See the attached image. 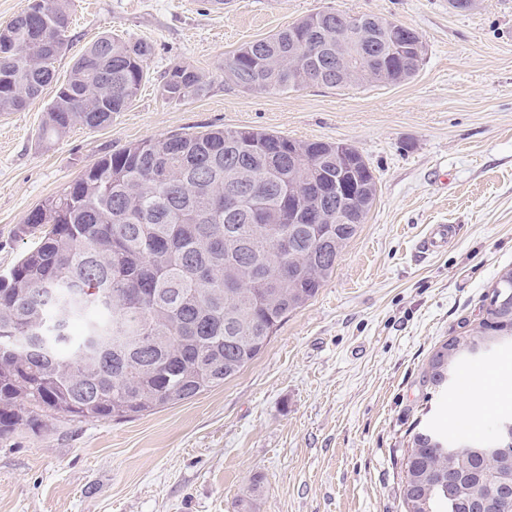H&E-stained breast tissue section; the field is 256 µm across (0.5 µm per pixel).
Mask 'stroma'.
<instances>
[{"mask_svg":"<svg viewBox=\"0 0 512 512\" xmlns=\"http://www.w3.org/2000/svg\"><path fill=\"white\" fill-rule=\"evenodd\" d=\"M57 64L109 33L151 46L136 100L110 126L39 139L46 89L0 114V276L37 236L23 222L99 157L129 143L217 128L353 145L378 192L323 288L289 313L264 351L223 385L125 419L46 418L0 438V512H406L404 455L426 426L492 438L512 418V349L464 363L489 369L478 400L449 401L427 378L440 345L476 327L512 265V0H70ZM339 9L416 30L418 73L399 85L312 86L255 94L225 83V54L306 15ZM187 64L205 95L163 99ZM446 250L420 254L432 225Z\"/></svg>","mask_w":512,"mask_h":512,"instance_id":"35a3bbf8","label":"stroma"}]
</instances>
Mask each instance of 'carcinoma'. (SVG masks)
Wrapping results in <instances>:
<instances>
[{"instance_id":"carcinoma-1","label":"carcinoma","mask_w":512,"mask_h":512,"mask_svg":"<svg viewBox=\"0 0 512 512\" xmlns=\"http://www.w3.org/2000/svg\"><path fill=\"white\" fill-rule=\"evenodd\" d=\"M309 14L224 56V81L278 94L316 85H397L426 51L416 32L372 15ZM69 0L30 4L0 26V112H20L55 86L42 136L106 127L146 79L151 46L104 34L56 83L69 47ZM184 64L162 77L166 100L202 95ZM377 195L375 176L344 142H299L254 129L142 139L102 156L40 204V243L0 281V437L56 415L124 418L224 384L266 348L288 313L333 273ZM95 300L72 304L69 290ZM512 266L487 296L479 325L444 342L427 371L435 388L481 347L512 341ZM82 324L71 334V324ZM498 452L491 453L489 449ZM512 460V421L492 441L417 433L404 456L406 512H467ZM461 488L448 498V470Z\"/></svg>"}]
</instances>
